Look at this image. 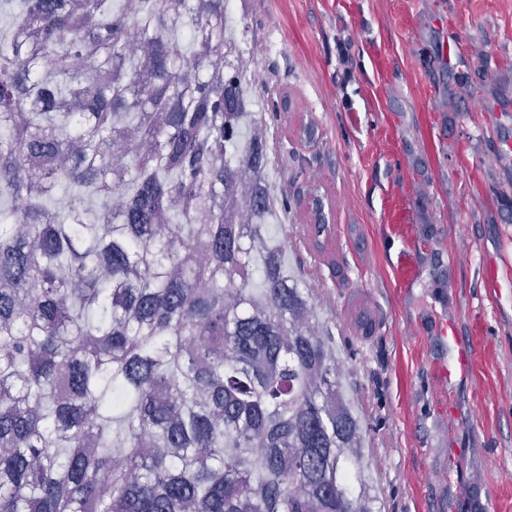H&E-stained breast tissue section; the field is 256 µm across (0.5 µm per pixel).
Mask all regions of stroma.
Wrapping results in <instances>:
<instances>
[{
  "mask_svg": "<svg viewBox=\"0 0 512 512\" xmlns=\"http://www.w3.org/2000/svg\"><path fill=\"white\" fill-rule=\"evenodd\" d=\"M231 7L270 131L272 218L336 340L378 512H507L512 283L489 294L484 261L512 280V0ZM444 321L482 340L479 378L435 376Z\"/></svg>",
  "mask_w": 512,
  "mask_h": 512,
  "instance_id": "stroma-1",
  "label": "stroma"
}]
</instances>
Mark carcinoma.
<instances>
[{"instance_id": "cac0c4a2", "label": "carcinoma", "mask_w": 512, "mask_h": 512, "mask_svg": "<svg viewBox=\"0 0 512 512\" xmlns=\"http://www.w3.org/2000/svg\"><path fill=\"white\" fill-rule=\"evenodd\" d=\"M224 2L0 5V512H374Z\"/></svg>"}]
</instances>
